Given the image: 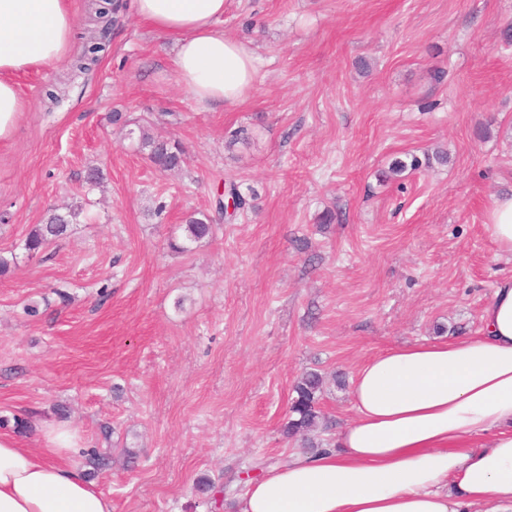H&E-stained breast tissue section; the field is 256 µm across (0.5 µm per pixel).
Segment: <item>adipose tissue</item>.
<instances>
[{
	"label": "adipose tissue",
	"instance_id": "1",
	"mask_svg": "<svg viewBox=\"0 0 512 512\" xmlns=\"http://www.w3.org/2000/svg\"><path fill=\"white\" fill-rule=\"evenodd\" d=\"M224 2L134 0L137 19L173 36L178 82L204 106L243 101L257 75L256 56L219 26ZM74 23L69 0H0V140L26 107L16 75L64 62ZM485 231L512 253L511 192ZM481 320L476 335L366 359L333 445L250 481L239 512H512V277ZM77 439L63 424L40 451L0 436V512H112L71 460Z\"/></svg>",
	"mask_w": 512,
	"mask_h": 512
}]
</instances>
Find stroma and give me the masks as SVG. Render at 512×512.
Instances as JSON below:
<instances>
[{"label": "stroma", "instance_id": "obj_1", "mask_svg": "<svg viewBox=\"0 0 512 512\" xmlns=\"http://www.w3.org/2000/svg\"><path fill=\"white\" fill-rule=\"evenodd\" d=\"M121 3L89 72L17 78L27 108L0 141V251L17 261L0 277V435L39 449L47 425L75 428L112 457L94 477L112 512H237L250 479L332 443L283 433L303 374L349 421L364 359L477 333L512 275L484 231L512 191V0H225L221 28L262 64L246 101L214 109ZM139 125L183 144L181 171L135 150ZM441 150L447 164L380 183L392 159ZM231 182L252 207L172 252ZM52 208L78 210L68 237L26 251Z\"/></svg>", "mask_w": 512, "mask_h": 512}]
</instances>
